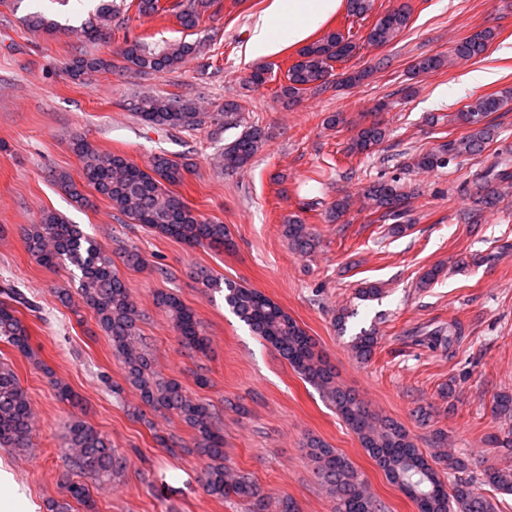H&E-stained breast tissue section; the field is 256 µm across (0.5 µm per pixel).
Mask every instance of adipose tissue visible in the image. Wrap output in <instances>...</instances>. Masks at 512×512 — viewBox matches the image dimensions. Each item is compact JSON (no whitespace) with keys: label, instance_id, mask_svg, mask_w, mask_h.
Returning a JSON list of instances; mask_svg holds the SVG:
<instances>
[{"label":"adipose tissue","instance_id":"1","mask_svg":"<svg viewBox=\"0 0 512 512\" xmlns=\"http://www.w3.org/2000/svg\"><path fill=\"white\" fill-rule=\"evenodd\" d=\"M344 0H275L269 17L255 26L248 53L251 57L267 56L278 50L273 37L276 27L285 25L291 31L294 42H302L309 32L335 13Z\"/></svg>","mask_w":512,"mask_h":512}]
</instances>
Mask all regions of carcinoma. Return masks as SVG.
Segmentation results:
<instances>
[{
    "instance_id": "1",
    "label": "carcinoma",
    "mask_w": 512,
    "mask_h": 512,
    "mask_svg": "<svg viewBox=\"0 0 512 512\" xmlns=\"http://www.w3.org/2000/svg\"><path fill=\"white\" fill-rule=\"evenodd\" d=\"M212 5L211 0H186L175 17L186 29L197 26L201 10ZM126 10H135L140 17L165 14L169 8L161 0H128ZM114 13L112 0H101L96 22L81 28L84 37L95 41ZM410 13L393 9L378 19L366 40L373 45L391 42L408 25ZM495 37L491 30L482 29L457 42L446 54L417 58L412 64L416 74L440 70L455 60H470L484 54ZM197 42L180 41L162 47L136 36L125 40V47L113 59L81 53L68 64L72 80L99 71L119 70L127 73L177 69L185 58L200 53ZM356 51V43L342 32L330 31L304 46L296 61L287 67L285 83L276 96L295 101L308 93L326 92L331 84L354 85L370 76L363 69L344 72L334 82L335 64L348 60ZM512 104V89L480 95L455 116L466 128L459 137L420 156L416 165L422 169L445 168L451 162L482 152L496 136V126L489 117ZM125 107L135 112L151 126L193 129L204 122V112L196 101L185 97H158L134 94L126 99ZM264 130L251 126L224 148L222 160L227 170H242L263 146ZM385 130L378 122L361 127L348 145L352 154H369L383 143ZM73 153L82 163L86 185L105 197L112 207L134 224H143L154 232L195 247L226 244L224 225L204 219L176 196L169 187L180 184L187 166L164 155L154 156L142 168L127 157L100 150L83 137L71 143ZM471 181L480 192L477 209L468 218L477 220L480 208L492 205L498 198V186L512 185V160L504 157L471 173ZM371 201L377 221L393 222V229L402 228L408 213L409 196L400 191L396 179L375 183L365 191ZM285 236L291 248L301 254L314 251L317 242L306 224L298 217L288 219ZM24 242L30 256L40 265L72 266L80 272L79 290L83 304L90 308L97 326L109 337L112 350L124 366L126 380L140 393L142 403L155 411L176 414L195 432L194 449L205 457L202 487L212 497L235 496L250 502L251 512H270L271 505L257 485L246 474L232 475L224 468L223 439L214 423L209 405L187 394L176 381L160 377L152 368L147 351L139 336V323L144 314L132 300L128 288L116 272L112 252L85 234L77 224H69L53 213L42 214L35 224L24 228ZM206 288L224 289V301L232 312L271 346L308 382L322 389L336 413L356 434L362 448L384 472L386 477L418 507V512H496L493 502L477 492L475 485H490L502 492H512V469L485 471L480 482L470 470V461L461 454L450 453L430 463L399 421L381 415L370 408L355 392L336 382L332 366L316 350L312 337L288 313L262 292L231 281H222L200 272ZM0 301V341L20 354L36 360L30 333L19 317L16 305L27 309L32 304L10 288L3 291ZM156 303L170 314L182 346L191 352H202L205 341L193 312L171 292H161ZM464 339V329L458 322L441 324L416 337L419 345L441 347L454 353V347ZM378 344L373 331H363L351 341V351L360 360H369ZM495 412L504 421L512 420V394L501 392L493 399ZM34 414L26 391L7 363H0V447L22 452L29 448ZM496 448L512 451V427L488 436ZM315 473L328 493L335 499V512H384L385 505L367 490L361 473L344 454L326 442L311 438L307 441ZM65 455L69 466L89 474L101 482L112 480V474L123 466V458L112 449L111 440L80 420L68 429Z\"/></svg>"
}]
</instances>
